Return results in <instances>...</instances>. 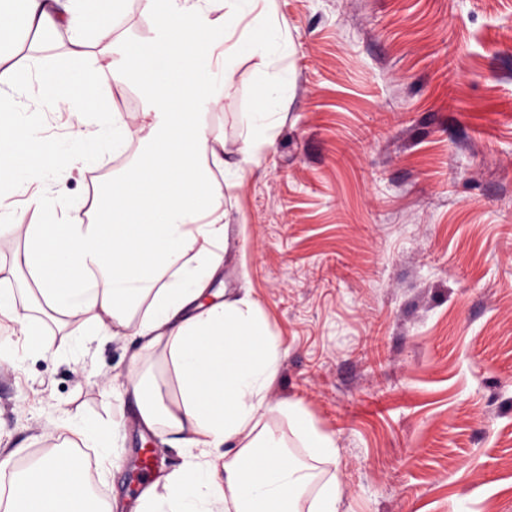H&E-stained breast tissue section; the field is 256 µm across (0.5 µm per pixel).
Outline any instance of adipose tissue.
<instances>
[{"label":"adipose tissue","mask_w":512,"mask_h":512,"mask_svg":"<svg viewBox=\"0 0 512 512\" xmlns=\"http://www.w3.org/2000/svg\"><path fill=\"white\" fill-rule=\"evenodd\" d=\"M139 3L146 39L115 36L114 15L89 0H0V39L20 28L44 39L63 32L79 63L23 84L0 53V177L47 185L56 175L51 165L11 169L20 135L40 141L18 106L22 99L69 114L77 143L64 162L72 167L134 139L148 148L145 160L100 195L96 223L72 221L80 201L30 197L47 218L20 225L25 249L16 264L74 335L117 336L129 328L141 351H168L160 369H133L128 389L143 424L183 448L184 461L151 482L132 512H291L303 499L307 512H340L336 474L311 489L297 473L292 448L324 464L335 463L338 449L301 401L272 398L283 349L260 302L248 288L205 301L227 249L224 194L258 166L284 123L293 37L277 0ZM86 30L107 64L90 57ZM246 57L257 61L254 85L238 100L243 146L228 160L214 115ZM113 85L136 89L138 130L104 96ZM172 383L178 396L171 402ZM273 414L286 421L291 442L269 427ZM5 469L14 475L7 512H88L95 501L79 453L44 455L22 467L15 452L0 451Z\"/></svg>","instance_id":"ef3b65f1"}]
</instances>
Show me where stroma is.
Here are the masks:
<instances>
[{"instance_id":"stroma-1","label":"stroma","mask_w":512,"mask_h":512,"mask_svg":"<svg viewBox=\"0 0 512 512\" xmlns=\"http://www.w3.org/2000/svg\"><path fill=\"white\" fill-rule=\"evenodd\" d=\"M296 46L293 94L259 168L227 192L221 287L248 284L285 349L273 395L302 401L336 439L341 512H512V0H278ZM21 79L66 70L67 39L0 43ZM243 61L218 114L242 147ZM40 165L71 144L68 113L39 112ZM140 141L103 167L61 171L54 198L111 184ZM41 348L0 327V448L47 454L66 431L102 505L132 502L133 336L70 335L29 294ZM68 429L76 439H70L73 448H80L78 441L90 445L88 447H99V439L96 431L82 422H60L53 425V430Z\"/></svg>"}]
</instances>
